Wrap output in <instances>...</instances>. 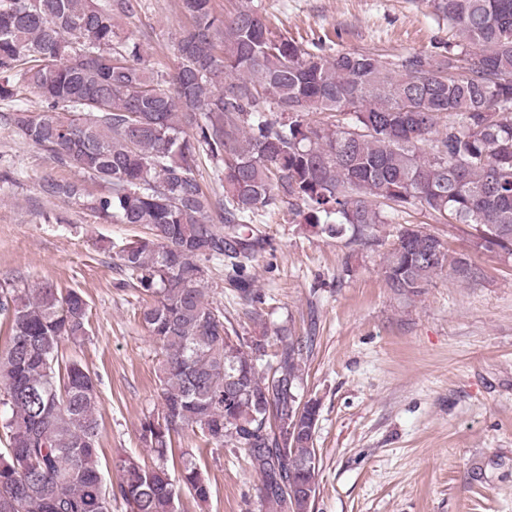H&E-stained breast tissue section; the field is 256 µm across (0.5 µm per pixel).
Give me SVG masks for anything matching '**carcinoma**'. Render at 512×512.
Instances as JSON below:
<instances>
[{"label":"carcinoma","mask_w":512,"mask_h":512,"mask_svg":"<svg viewBox=\"0 0 512 512\" xmlns=\"http://www.w3.org/2000/svg\"><path fill=\"white\" fill-rule=\"evenodd\" d=\"M428 2L448 21V42L434 54L388 56L278 36L253 0L222 19L212 0H180L190 23L166 76L140 66L119 29L138 0H0V101L27 89L39 99L0 120L104 188L90 196L47 176L45 193L150 230L118 258L164 354L161 410L141 427L156 464L123 456L108 487L95 380L60 354L88 335L86 300L50 283L1 289L11 339L0 352L9 447L0 512H112L119 499L128 512H175L178 486L204 501L209 485L192 462L176 477L167 468L173 437L189 428L245 452L265 512H305L291 490L317 477L305 463L316 456L319 406L301 394L312 337L275 332L280 346L258 368L267 344L240 336L212 306L200 261L229 259L236 291L254 296L243 275L250 225L279 199L353 243L416 208L472 224L476 247L512 254V0ZM205 161L223 192L203 189ZM445 269L464 281L480 275L469 255L418 225L401 227L383 258L388 287L404 297Z\"/></svg>","instance_id":"carcinoma-1"}]
</instances>
